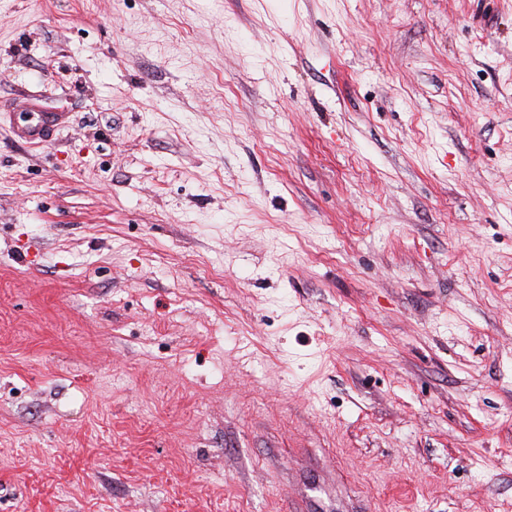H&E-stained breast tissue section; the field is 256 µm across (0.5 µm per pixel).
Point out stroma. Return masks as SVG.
<instances>
[{"mask_svg": "<svg viewBox=\"0 0 512 512\" xmlns=\"http://www.w3.org/2000/svg\"><path fill=\"white\" fill-rule=\"evenodd\" d=\"M0 512H512V0H0ZM31 118L24 125L16 120L14 108L8 105L0 106V127H7L12 137L36 147L48 148L55 141L61 129L69 123L66 112H49L36 104L28 110Z\"/></svg>", "mask_w": 512, "mask_h": 512, "instance_id": "stroma-1", "label": "stroma"}]
</instances>
